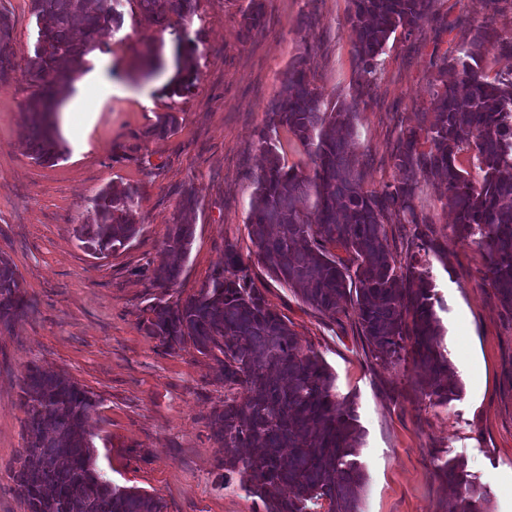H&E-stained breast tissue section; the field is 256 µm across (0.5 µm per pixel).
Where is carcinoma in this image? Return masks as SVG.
Here are the masks:
<instances>
[{
  "label": "carcinoma",
  "instance_id": "obj_1",
  "mask_svg": "<svg viewBox=\"0 0 512 512\" xmlns=\"http://www.w3.org/2000/svg\"><path fill=\"white\" fill-rule=\"evenodd\" d=\"M159 25L191 18L199 0H131ZM348 18L360 86L374 84L379 57L398 29L412 32L429 17L433 0H350ZM122 0H31L37 39L26 61L36 87L26 108L30 154L37 162L61 159L66 147L54 133L57 90L83 69L88 46L102 30L120 27ZM263 4L249 0L242 14L248 32L263 23ZM83 22L77 40L73 27ZM13 24L0 11V86L15 79ZM512 55L506 37L488 18L476 33L443 56L437 68L459 69L454 82L430 84L429 105L415 126L400 128L392 154L403 180L379 190L361 187L362 173L350 151L353 106L330 107L305 68L292 64L259 134L263 163L255 176L249 234L267 274L303 303L334 319L347 310L339 300L356 284L353 315L374 357L396 365L411 358L415 387L431 405L443 406L461 388L443 346L435 310L434 281L420 253L398 260L387 225L411 224L421 245L433 220L417 211L421 183L440 181L443 207L454 214L458 238L487 255L484 281L512 308V72L485 74L483 49ZM193 51L169 84L173 94L195 84ZM285 129L304 147L312 172L288 168L278 145ZM471 152L479 182L457 168L456 154ZM91 223L78 240L104 257L123 248L139 227L138 192L109 186L89 199ZM193 227L172 224L165 241L176 261L153 271L161 289L143 309L147 334L169 350L191 343L215 364L224 383V405L211 428L221 448H247L224 457L220 486L264 500L266 512H359L365 474L358 459L363 431L354 402L336 400L335 376L313 349L302 348L288 321L255 288L237 246L224 242V259L208 282L185 299L166 298L181 273ZM27 303L15 266L0 256V324L10 330ZM30 433L14 473L27 512H163L161 500L112 484L94 465L93 414L97 401L78 383L37 365L20 386ZM438 478L456 485V512H490V491L468 478L463 463L446 460Z\"/></svg>",
  "mask_w": 512,
  "mask_h": 512
}]
</instances>
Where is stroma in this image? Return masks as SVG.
I'll return each mask as SVG.
<instances>
[{
  "label": "stroma",
  "instance_id": "1",
  "mask_svg": "<svg viewBox=\"0 0 512 512\" xmlns=\"http://www.w3.org/2000/svg\"><path fill=\"white\" fill-rule=\"evenodd\" d=\"M247 0H200L187 21L161 27L128 0L119 29L101 34L96 60L115 90L88 135L65 139L67 153L40 165L25 145V77L0 87V256L15 265L28 309L0 332V512H26L13 480L28 431L20 384L30 365L60 373L98 400L96 465L113 484L161 499L165 512H265L261 499L221 488L224 450L210 417L224 403L214 363L192 345L167 351L142 325L158 296L154 268L186 189L196 205L194 234L170 296L196 293L233 242L268 304L288 318L302 346L320 353L338 397H352L363 430L365 483L360 512H451L458 490L437 464L464 461L486 487L493 512L512 502V309L482 280L486 258L459 240L437 182L420 205L433 219L427 258L445 327L448 361L463 387L457 400L429 405L411 364L384 366L355 317L332 321L272 280L255 258L248 226L259 133L288 68L302 62L328 103L354 104L351 149L363 187L401 179L391 159L401 127L429 101L436 61L495 16L512 32V0H434L432 21L391 35L370 91H362L348 25L349 0H263V25L241 26ZM12 19L16 67L24 69L37 27L30 0H0ZM447 20L440 31L436 18ZM192 50L197 81L170 95L177 54ZM174 114L172 134L155 135ZM108 184L139 191L140 232L124 249L97 258L76 237L88 199Z\"/></svg>",
  "mask_w": 512,
  "mask_h": 512
}]
</instances>
